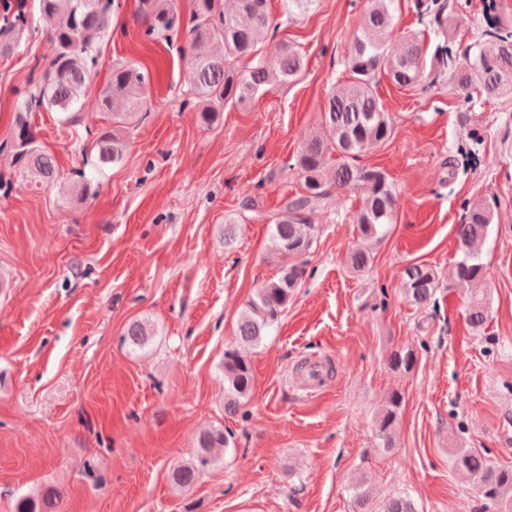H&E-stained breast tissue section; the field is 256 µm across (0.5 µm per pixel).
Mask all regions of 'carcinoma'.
Segmentation results:
<instances>
[{
    "mask_svg": "<svg viewBox=\"0 0 512 512\" xmlns=\"http://www.w3.org/2000/svg\"><path fill=\"white\" fill-rule=\"evenodd\" d=\"M190 0L188 16H183L175 0H138L145 19L148 41L168 38L187 30L182 53L193 73L191 92L198 104L199 120L211 125L227 105H250L269 89L295 83L306 68V57L296 45H281L271 60H260L243 74L239 62L254 58L258 46L273 28L269 0ZM394 0H368L357 34L346 57L348 79L333 87L322 109L323 132L309 139L298 153L299 190L276 215L271 225L273 249L290 258L278 273L259 288L242 310L237 323L240 343L224 350V414L238 415L253 389V372L243 345H257L276 326L288 301L306 276V260L317 225L310 219L313 205L330 193L331 187L362 185L367 194L356 214L361 234L382 240L393 223L396 189L380 169L358 164L366 150L393 136V124L376 94L382 76L400 87L419 83L427 71H449V80L462 88L475 87L490 99L512 94V29L493 24L483 33L485 40L470 45L463 59L448 51L443 39L430 49L417 36L394 33ZM115 0H38L40 13L53 19L49 39L53 51L44 73L33 87L21 95L10 140L0 145L10 151L13 165L29 176L36 188L60 183L56 159L36 142L28 114L54 110L60 122L74 127L79 122L84 100L96 74L102 40L108 30ZM422 11L441 25L448 12V0H426ZM30 31L26 12L11 0H0V55L14 51ZM151 75L134 62L112 66L106 86L96 96V111L110 116L111 128L95 136L85 151L94 153L93 168L102 172L119 163L129 144L127 129L145 109L146 90ZM336 163L329 165L331 155ZM493 214L483 203L471 204L457 229L454 285L469 294L467 323L482 331L490 316V306L482 285L486 265L482 246ZM372 261L365 250L349 254L346 265L354 273L365 271ZM440 287L438 273L422 263L406 266L402 288L416 307H427ZM154 336L145 322L135 321L126 330L132 347H142ZM417 363L415 352L397 347L387 357L388 367L410 373ZM403 395L395 391L377 417V434L389 445L399 422ZM232 432L214 428L200 434L194 458L170 474L172 483L187 487L198 481L214 463L215 448L229 447ZM451 469L472 486L483 512H512V466H493L484 455L460 449L451 457ZM367 478H353V512H416L407 497L393 499L375 508L365 489ZM17 512H57L52 490L37 498L22 500Z\"/></svg>",
    "mask_w": 512,
    "mask_h": 512,
    "instance_id": "carcinoma-1",
    "label": "carcinoma"
}]
</instances>
